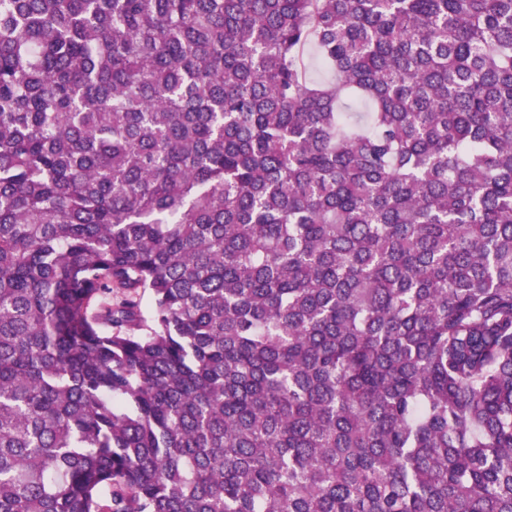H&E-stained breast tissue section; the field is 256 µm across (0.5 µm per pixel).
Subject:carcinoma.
<instances>
[{
  "mask_svg": "<svg viewBox=\"0 0 512 512\" xmlns=\"http://www.w3.org/2000/svg\"><path fill=\"white\" fill-rule=\"evenodd\" d=\"M0 512H512V0H0Z\"/></svg>",
  "mask_w": 512,
  "mask_h": 512,
  "instance_id": "obj_1",
  "label": "carcinoma"
}]
</instances>
